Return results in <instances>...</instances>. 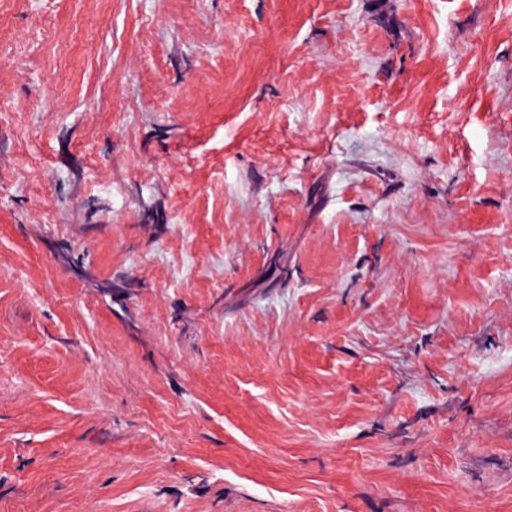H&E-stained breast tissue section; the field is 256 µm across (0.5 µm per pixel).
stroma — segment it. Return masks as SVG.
I'll list each match as a JSON object with an SVG mask.
<instances>
[{"mask_svg":"<svg viewBox=\"0 0 512 512\" xmlns=\"http://www.w3.org/2000/svg\"><path fill=\"white\" fill-rule=\"evenodd\" d=\"M0 512H512V0H0Z\"/></svg>","mask_w":512,"mask_h":512,"instance_id":"obj_1","label":"stroma"}]
</instances>
